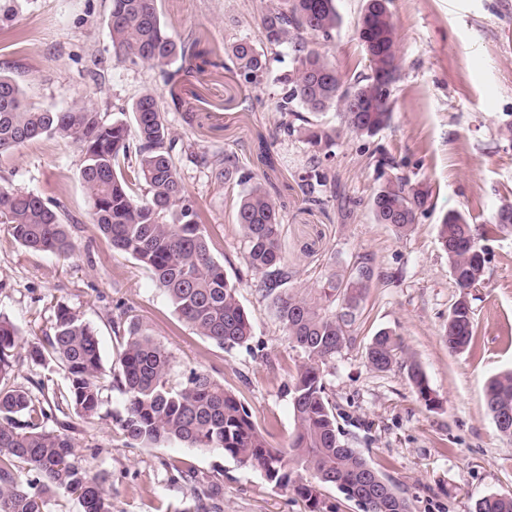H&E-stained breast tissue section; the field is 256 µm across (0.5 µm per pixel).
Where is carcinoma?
<instances>
[{"label":"carcinoma","mask_w":512,"mask_h":512,"mask_svg":"<svg viewBox=\"0 0 512 512\" xmlns=\"http://www.w3.org/2000/svg\"><path fill=\"white\" fill-rule=\"evenodd\" d=\"M108 17L113 56L133 65L148 64L172 78L168 68L185 60L189 49L169 34L161 21L158 0H110ZM340 24L336 0H285L261 18L262 40L240 39L227 57L240 84L256 87L270 75L268 51L292 45V66L275 78L280 85L276 109L300 107L308 113L330 108L340 112L345 126L372 136L388 125L391 107L377 103L391 89L374 84L378 72L392 66L400 71V32L389 0H366L356 31L366 28L377 52L361 43L368 73L344 79L336 66L309 46L307 36L329 38ZM132 122H111L77 104L49 110L29 103L20 85L0 75V156L48 135L71 139L83 154L82 181L90 194L93 219L112 248L145 267L167 295L174 312L197 335L223 349L248 343L253 336L250 315L241 305L238 288L211 254L210 239L199 222L195 202L177 169L171 135L159 98L141 94L131 108ZM335 131L307 128L311 144L328 146ZM192 158L210 167L217 178L247 185L238 198L235 220L245 239V261L261 275L260 288L271 299L277 319L302 361L290 376L294 430L288 447H272L247 408L208 373L189 371L185 380H171L172 356L142 324L130 319L112 379L124 397L119 426L125 444L151 447L178 442L189 448L220 451L243 465L260 470L275 489L288 490L306 503L309 512H323L324 490L334 487L352 501L368 499L369 512H410V504L343 438L336 408L329 401L323 366L350 341L355 311L370 288L374 273L369 259L358 258L349 272L330 273L315 288L287 287L289 272L283 257L282 217L259 174L241 168L225 151L203 152ZM429 191L397 177L380 185L370 208L378 224H388L399 237L412 231L416 216L400 208L424 212ZM0 223L14 240L33 252L63 258L74 252L64 213L38 195L0 187ZM475 232L458 211L446 214L438 227L439 242L457 288L485 279L482 247L470 243ZM473 336L469 296L458 294L448 313V349L460 351ZM27 346V356L42 362L50 356L67 373L61 402L90 423L102 406V356L95 329L64 304L57 305L52 332L37 341L24 340L18 327L0 316V381L13 372V351ZM402 351L397 334L384 329L366 351L368 367L391 368ZM409 380L427 406L436 396L419 365L408 366ZM486 409L498 432L512 440V371L485 385ZM44 408L22 388H0V512H44L49 497H76L82 512H112L105 478L90 473L76 458L68 421L49 429ZM220 489L212 484L197 497V508L221 512ZM473 512H512V496L492 494L475 502Z\"/></svg>","instance_id":"carcinoma-1"}]
</instances>
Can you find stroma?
I'll list each match as a JSON object with an SVG mask.
<instances>
[{
    "label": "stroma",
    "instance_id": "35a3bbf8",
    "mask_svg": "<svg viewBox=\"0 0 512 512\" xmlns=\"http://www.w3.org/2000/svg\"><path fill=\"white\" fill-rule=\"evenodd\" d=\"M280 0H158L173 37L193 45L196 70L164 82L149 65L117 62L107 25L109 0H19L0 27V74L13 78L36 105L78 104L105 120L127 113L145 90L161 95L180 142L195 151L224 149L264 177L283 217L289 285L316 287L331 269L372 259L379 277L356 311L352 341L324 367V381L346 440L407 498L412 512H473L475 500L512 493V442L502 438L484 402L486 382L512 370V226L483 242V288L472 292L474 335L449 351L444 340L458 290L437 226L449 211L470 223L492 222L512 203V0H391L401 33L398 80L391 87L387 127L367 137L349 132L336 109L310 115L335 130L328 150L310 144L303 122L284 134L276 110L278 85L239 86L223 68L237 38L256 41L260 20ZM365 0H337L341 25L317 48L349 78L366 71L355 25ZM271 162L262 164L261 151ZM182 182L199 209L214 258L238 287L252 317L249 345L224 350L180 321L163 290L130 256L117 252L91 217L80 172L83 155L70 139L47 136L0 157V186L29 191L59 206L75 245L63 259L26 250L0 224V316L24 338L49 333L54 306L64 303L96 330L103 368L112 371L121 338L120 314L137 318L170 352L171 378L207 371L248 409L268 442L286 447L293 433L284 386L301 359L285 337L260 277L244 262L246 245L235 221L240 185L219 183L186 154L176 158ZM335 172V187L319 198L302 190L313 167ZM405 176L431 192L429 209L397 237L375 223L369 199L378 186ZM382 329L404 345L390 370L375 372L365 354ZM10 386L34 401L59 398L67 384L55 362L33 363L14 351ZM419 363L437 396L426 406L407 374ZM94 422L74 420L70 434L82 466L100 474L112 512H191L195 484H219L221 512H305L292 493L273 489L263 474L219 452L172 442L129 448L116 417L124 398L103 392ZM193 472L195 482L183 480Z\"/></svg>",
    "mask_w": 512,
    "mask_h": 512
}]
</instances>
